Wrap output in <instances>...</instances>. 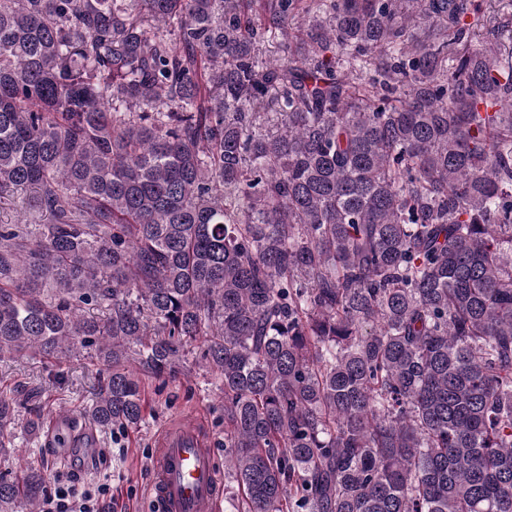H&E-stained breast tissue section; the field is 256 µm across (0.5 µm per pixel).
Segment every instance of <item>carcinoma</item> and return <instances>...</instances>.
I'll return each mask as SVG.
<instances>
[{
	"instance_id": "obj_1",
	"label": "carcinoma",
	"mask_w": 512,
	"mask_h": 512,
	"mask_svg": "<svg viewBox=\"0 0 512 512\" xmlns=\"http://www.w3.org/2000/svg\"><path fill=\"white\" fill-rule=\"evenodd\" d=\"M486 1L512 11L0 0V210L38 214L0 225V356L93 349L72 427L120 433L201 343L224 512H512V27ZM19 406L0 388V448ZM45 486L0 476V512Z\"/></svg>"
}]
</instances>
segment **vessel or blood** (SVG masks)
Returning <instances> with one entry per match:
<instances>
[{"mask_svg":"<svg viewBox=\"0 0 512 512\" xmlns=\"http://www.w3.org/2000/svg\"><path fill=\"white\" fill-rule=\"evenodd\" d=\"M148 492L158 512H215L216 460L200 421L168 425L157 439Z\"/></svg>","mask_w":512,"mask_h":512,"instance_id":"b4317fda","label":"vessel or blood"}]
</instances>
